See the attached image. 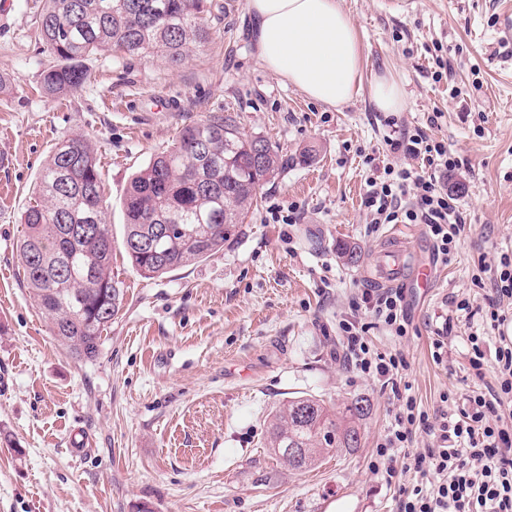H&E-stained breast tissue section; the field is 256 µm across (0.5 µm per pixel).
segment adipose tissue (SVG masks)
Segmentation results:
<instances>
[{
    "instance_id": "1",
    "label": "adipose tissue",
    "mask_w": 512,
    "mask_h": 512,
    "mask_svg": "<svg viewBox=\"0 0 512 512\" xmlns=\"http://www.w3.org/2000/svg\"><path fill=\"white\" fill-rule=\"evenodd\" d=\"M247 7L264 64L309 98L341 106L366 94L379 111L404 109L394 79L365 81L357 32L340 0H247Z\"/></svg>"
}]
</instances>
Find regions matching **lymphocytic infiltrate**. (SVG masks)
I'll list each match as a JSON object with an SVG mask.
<instances>
[{"instance_id": "1", "label": "lymphocytic infiltrate", "mask_w": 512, "mask_h": 512, "mask_svg": "<svg viewBox=\"0 0 512 512\" xmlns=\"http://www.w3.org/2000/svg\"><path fill=\"white\" fill-rule=\"evenodd\" d=\"M390 153L405 160L399 168H385L384 176L370 180L365 206L371 228L382 224H422L433 241L434 256L448 263L465 228L456 196L442 177L458 165L447 143L422 129L404 131L386 139ZM411 325L405 296L399 288L364 289L349 302V313L339 324L346 340V359L353 370L376 379H393L407 366L398 353L374 351L366 339L380 327L405 338ZM469 366L476 379L493 369L495 381L467 396L462 408L447 410L453 393L441 396L436 414L419 410L405 397L382 442L376 446L375 472L392 474V449H405L403 468L433 473V483L403 491L397 512H512V341L490 346L485 338L470 336ZM435 433L438 447L408 452L415 431Z\"/></svg>"}]
</instances>
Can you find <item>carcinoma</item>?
I'll return each mask as SVG.
<instances>
[{
  "label": "carcinoma",
  "instance_id": "obj_1",
  "mask_svg": "<svg viewBox=\"0 0 512 512\" xmlns=\"http://www.w3.org/2000/svg\"><path fill=\"white\" fill-rule=\"evenodd\" d=\"M210 7V0H44L39 36L54 61L41 72L40 89L51 98L77 89L86 76L83 62L105 49L130 56L157 50L178 65L190 47L208 40ZM287 169L277 147L242 133L222 112L185 125L169 151L129 180L123 247L131 265L154 278L224 251L260 187ZM21 224L23 283L66 353L96 359L124 293L112 278V229L87 138L55 146ZM159 224L170 225L171 233L153 253L140 242ZM369 413L362 397L337 410L312 395L294 396L276 410L266 447L289 468L307 469L336 448L360 447Z\"/></svg>",
  "mask_w": 512,
  "mask_h": 512
}]
</instances>
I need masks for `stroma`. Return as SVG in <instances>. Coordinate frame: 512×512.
Returning a JSON list of instances; mask_svg holds the SVG:
<instances>
[{
	"label": "stroma",
	"mask_w": 512,
	"mask_h": 512,
	"mask_svg": "<svg viewBox=\"0 0 512 512\" xmlns=\"http://www.w3.org/2000/svg\"><path fill=\"white\" fill-rule=\"evenodd\" d=\"M43 0H0V512H394L418 474L372 469L376 445L408 389L421 410L464 397L470 335L512 338L493 326L481 261L512 253V0H342L361 41L366 76L402 87L403 111L368 96L333 107L268 70L254 43L247 0H212L209 41L177 66L163 55L110 51L86 63L76 91L49 98L39 77L51 62L38 21ZM452 81H435L436 57ZM211 112L232 116L288 155L237 236L206 261L147 279L122 246V200L134 171L169 150L180 129ZM422 129L459 160L447 178L466 227L448 265L435 263L421 224L398 232L431 264L435 285L407 289L412 325L397 339L379 328L373 350L401 353L394 383L357 376L344 361L339 322L351 298L376 287L387 225L367 232V184L395 166L385 140ZM92 143L112 226V275L124 305L99 356L77 361L58 346L22 282L20 216L55 145ZM315 152L302 163L305 149ZM294 210L284 226L275 213ZM360 251L358 263L339 256ZM469 313L452 316L453 300ZM453 318L448 360L433 342ZM309 394L340 406L369 400L360 448H339L306 471L264 446L277 407ZM87 441L69 449L72 434Z\"/></svg>",
	"instance_id": "obj_1"
}]
</instances>
